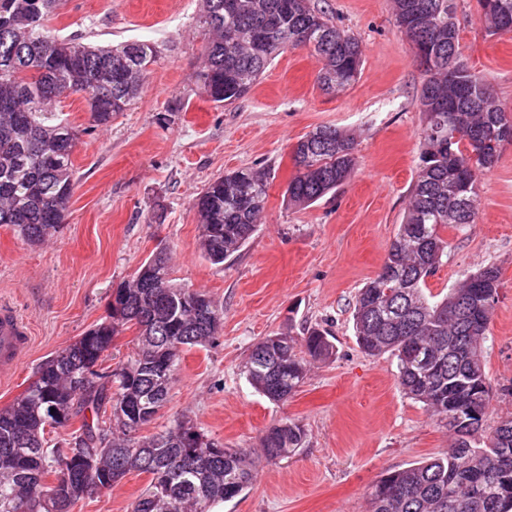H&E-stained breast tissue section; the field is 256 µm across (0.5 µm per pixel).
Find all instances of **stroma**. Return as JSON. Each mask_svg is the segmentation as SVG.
I'll list each match as a JSON object with an SVG mask.
<instances>
[{
	"mask_svg": "<svg viewBox=\"0 0 512 512\" xmlns=\"http://www.w3.org/2000/svg\"><path fill=\"white\" fill-rule=\"evenodd\" d=\"M310 4L359 40L356 82L324 91L318 57L297 47L224 107L197 79L208 39L200 0H61L52 21L61 36L102 45L151 40L161 53L111 126L92 128L80 95L56 100L54 113L78 133L77 182L61 229L31 245L0 226V298L15 303L31 331L16 375L0 379V408L24 392L40 364L101 323L113 290L159 249L169 253L176 283L222 306L218 339L184 349L170 400L142 434L185 416L226 447L256 454L265 431L291 419L307 439L300 454L261 464L221 512H367L372 484L451 444L447 427L399 389L395 357L359 348L352 319L355 296L381 270L409 202L421 150V75L392 0ZM457 21L463 61L512 112V32H488L476 0H458ZM324 125L354 135L357 168L335 194L289 205L294 147ZM242 168L269 172L268 198L254 236L216 266L200 246L195 201L211 180ZM444 236L448 254L427 280L431 294L478 268L500 271L485 343L492 429L512 416V142L481 179L475 223ZM313 326L334 335L335 357L311 363L298 391L271 403L246 381L243 362L265 336L299 337ZM148 481L130 473L71 512H130Z\"/></svg>",
	"mask_w": 512,
	"mask_h": 512,
	"instance_id": "1",
	"label": "stroma"
}]
</instances>
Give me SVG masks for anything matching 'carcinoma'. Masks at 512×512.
<instances>
[{
    "instance_id": "obj_1",
    "label": "carcinoma",
    "mask_w": 512,
    "mask_h": 512,
    "mask_svg": "<svg viewBox=\"0 0 512 512\" xmlns=\"http://www.w3.org/2000/svg\"><path fill=\"white\" fill-rule=\"evenodd\" d=\"M397 27L418 60L423 79L422 151L410 202L380 272L355 296L354 330L367 355L397 359V383L453 434L448 452L413 463L378 480L368 512H512V417L490 432L484 425L461 434L456 415L486 421L491 392L485 371V336L493 314L500 271L491 265L468 274L442 297L426 282L448 253L441 230L475 222L480 177L512 141V112L505 111L485 81L462 61L455 0H393ZM493 32L512 31V0H477ZM60 0H0V226L39 244L65 223L75 187L77 132L55 121L49 104L82 95L92 126L107 127L136 97L160 50L152 41L91 46L64 38L50 21ZM209 32L203 93L217 105L244 97L272 60L299 46L322 61L319 82L340 91L355 81L361 64L356 37L339 29L309 0H203ZM294 151L296 175L288 202L309 206L354 172L356 142L334 126L313 130ZM265 174L241 169L205 186L196 199L200 239L213 265L238 252L257 231L268 196ZM108 319L41 364L36 378L12 404L0 409V512L45 501L40 512H68V463L94 456L116 484L131 472L150 480L131 512H213L247 489L256 461L251 454L207 436L182 417L151 436L137 434L168 402L174 371L186 348L204 347L219 335L224 312L204 292L170 277L163 251L144 261L133 279L116 289ZM137 332V348L110 373L91 372L80 385L71 374L99 364L116 336ZM429 351L428 361L413 344ZM335 355L327 333L290 335L281 346L266 336L252 348L243 373L272 402L288 401L313 361ZM147 414L131 423L106 425L107 409ZM77 419L65 446L47 447L46 427ZM279 443H271V435ZM303 426L285 421L262 437L268 462L295 455L306 443ZM56 473V483L45 478Z\"/></svg>"
}]
</instances>
